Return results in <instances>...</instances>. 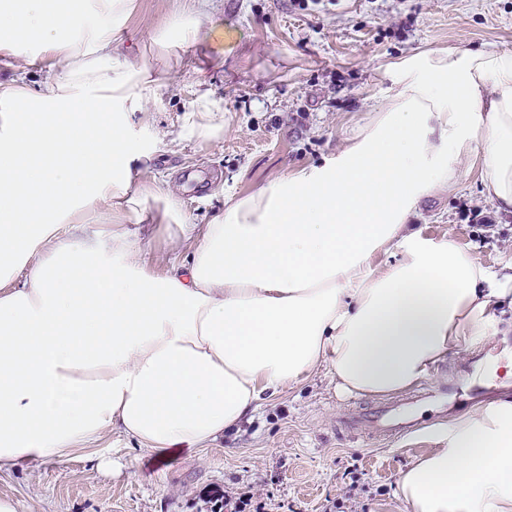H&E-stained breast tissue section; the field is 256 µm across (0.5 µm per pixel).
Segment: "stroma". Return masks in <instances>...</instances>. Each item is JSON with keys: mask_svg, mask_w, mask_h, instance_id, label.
Listing matches in <instances>:
<instances>
[{"mask_svg": "<svg viewBox=\"0 0 512 512\" xmlns=\"http://www.w3.org/2000/svg\"><path fill=\"white\" fill-rule=\"evenodd\" d=\"M127 23L133 52L153 53L151 36L182 0H136ZM204 28L153 95L130 133L152 151L160 179L179 191L193 224H206L229 198L335 154L378 104L385 67L423 50H512V0H198ZM224 106V138H178L179 119L202 91ZM425 236L450 241L493 273L512 264V214L481 192L478 164L451 189L425 198L416 218ZM487 349L495 375L457 349L427 377L432 386L491 381L512 395V333ZM419 388L383 400L339 395L324 376L284 392L215 447L165 460L111 435L100 446L111 473L84 455L67 465H22L0 475V496L20 512H404L394 495L401 470L431 445L422 430L444 419ZM409 414L418 432L385 439L347 417L373 418L384 404Z\"/></svg>", "mask_w": 512, "mask_h": 512, "instance_id": "obj_1", "label": "stroma"}]
</instances>
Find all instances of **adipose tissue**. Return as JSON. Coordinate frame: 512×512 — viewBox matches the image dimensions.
I'll return each instance as SVG.
<instances>
[{
  "label": "adipose tissue",
  "instance_id": "ef3b65f1",
  "mask_svg": "<svg viewBox=\"0 0 512 512\" xmlns=\"http://www.w3.org/2000/svg\"><path fill=\"white\" fill-rule=\"evenodd\" d=\"M136 8L0 0V473L113 433L162 459L203 450L318 373L344 396H396L496 336L512 273L412 220L472 160L512 213L511 50L388 64L380 105L341 150L200 226L147 179L153 157L128 126L202 16L175 11L152 60L124 45ZM182 132L221 141L220 102L199 95ZM142 225L166 243L165 272L143 260ZM426 435L433 449L396 482L405 512H512V398Z\"/></svg>",
  "mask_w": 512,
  "mask_h": 512
}]
</instances>
